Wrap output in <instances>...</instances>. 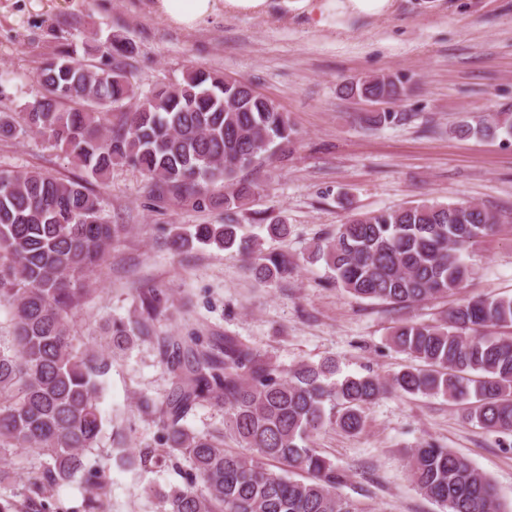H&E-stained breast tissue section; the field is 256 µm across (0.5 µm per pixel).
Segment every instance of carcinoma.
Masks as SVG:
<instances>
[{"label":"carcinoma","mask_w":512,"mask_h":512,"mask_svg":"<svg viewBox=\"0 0 512 512\" xmlns=\"http://www.w3.org/2000/svg\"><path fill=\"white\" fill-rule=\"evenodd\" d=\"M128 41L102 50L107 62L90 67L61 51L40 68L46 94L20 115L0 110V138L29 130L64 149L94 179L114 161L139 169L152 186L224 182V223L197 224L170 234V249L193 242L236 248L254 278L272 284L288 276V259L262 254V240L241 233L234 215L254 195L238 174L271 156L280 140L296 134L286 113L255 93L245 80L227 79L201 68L140 95L131 73L108 60L132 53ZM346 95L387 94L401 99L400 79L376 75L349 79ZM64 100L82 108L59 110ZM137 101L112 129L109 108ZM407 120L404 112H368L371 127ZM461 135L512 137V113L496 112L476 123L463 121ZM88 180H66L39 171H0V302L14 308L12 348L0 349V454L25 449L48 458L39 479L0 512H46L47 494L83 475L91 488L86 512H106L104 472L87 469L97 447L102 417L98 376L108 358L81 352L71 335V315L81 306L89 275L102 267L120 228L110 224ZM500 214L470 202L421 201L395 209L347 216L334 237L315 245L336 287L356 298L406 307L464 287L473 269L463 259L470 244L492 234ZM146 317L112 323L109 344L123 348L154 336L162 314L161 292L139 294ZM512 327V295L463 298L444 323L402 322L391 341L419 366L384 381L376 376L331 377L336 364H300L284 373L259 352L224 338L207 342L196 332L162 342L173 390L158 405L147 399L141 413L161 424L165 448H143L134 462L143 469L173 459L189 465L183 485L145 490L161 512H364L338 492L346 475L310 446L327 420L325 404L343 431L363 426L364 408L390 389L405 394H443L474 400L467 418L500 432H512V337L485 330ZM209 402L224 409V425L246 452L224 449V433L199 434L182 424L194 407ZM280 464V471L269 463ZM410 473L418 490L448 512H503L491 481L448 448L424 442L413 449ZM299 470L308 475L294 477ZM204 490L198 491L196 481Z\"/></svg>","instance_id":"1"}]
</instances>
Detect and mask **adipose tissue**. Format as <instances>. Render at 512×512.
<instances>
[{
    "label": "adipose tissue",
    "instance_id": "ef3b65f1",
    "mask_svg": "<svg viewBox=\"0 0 512 512\" xmlns=\"http://www.w3.org/2000/svg\"><path fill=\"white\" fill-rule=\"evenodd\" d=\"M277 4L284 12H304L322 21L331 16L382 17L396 7L395 0H153L151 7L169 25L194 29L220 11L228 16L264 17Z\"/></svg>",
    "mask_w": 512,
    "mask_h": 512
}]
</instances>
